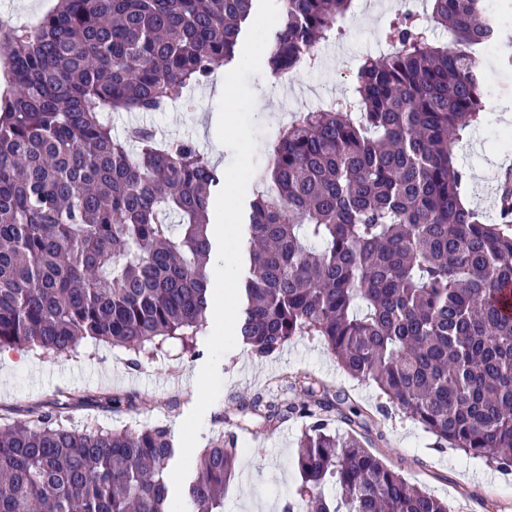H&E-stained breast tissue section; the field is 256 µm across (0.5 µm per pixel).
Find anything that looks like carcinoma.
<instances>
[{
  "label": "carcinoma",
  "instance_id": "obj_1",
  "mask_svg": "<svg viewBox=\"0 0 512 512\" xmlns=\"http://www.w3.org/2000/svg\"><path fill=\"white\" fill-rule=\"evenodd\" d=\"M257 0H58L34 28L0 24V351L122 346L130 364L193 343L211 307L212 197L224 174L191 139L146 126L112 135L109 112L189 110L186 92L240 61ZM354 0H284L263 52L274 75L312 68ZM396 11L348 93L294 115L272 146L245 223L249 276L236 334L255 355L318 336L441 443L512 473V173L489 221L463 204L455 146L481 121L479 60L512 28L484 0ZM302 405L243 401L236 425L294 414L301 484L283 512H450L362 441L372 414L330 428L329 390ZM60 399L0 423V512H172L164 425L68 426ZM231 436L200 453L187 498L224 512Z\"/></svg>",
  "mask_w": 512,
  "mask_h": 512
}]
</instances>
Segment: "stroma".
I'll use <instances>...</instances> for the list:
<instances>
[{
  "label": "stroma",
  "mask_w": 512,
  "mask_h": 512,
  "mask_svg": "<svg viewBox=\"0 0 512 512\" xmlns=\"http://www.w3.org/2000/svg\"><path fill=\"white\" fill-rule=\"evenodd\" d=\"M402 6L403 0H354L343 22L344 37L317 48L315 68L296 72L294 81L286 85L265 69L249 78L258 130L254 178L263 175L271 145L294 112L346 94L362 60L382 52L379 34ZM480 63L488 82L485 118L458 161L469 171L465 197L470 207L489 215L497 178L512 168V147H501L492 137L496 130L512 131V67L496 54L482 57ZM191 98L194 107L189 112L172 108L113 113L112 132L120 136L129 126L143 125L164 140L190 138L212 154L220 168H227L232 152L215 145L219 117L215 84L195 88ZM130 356L126 348L88 340L72 355L7 351L0 358V416L16 418L31 406L62 397L74 406L73 428L100 425L134 431L160 423L172 438H179L181 424L197 400V375L205 356L190 357L175 339L142 358L139 366H128ZM218 371L222 388L203 416L196 446L205 448L213 437L230 432L240 456L249 460L248 465L239 466L237 478L225 490L224 512L270 510L291 497L301 482L294 458L306 420L293 416L271 428L254 425L235 430L227 419L242 399L277 395L300 404L307 399L303 381L309 377L318 387L337 393L343 411L352 406L369 411L380 400L375 386L346 375L319 339L311 336L296 338L264 357L236 344L222 356ZM104 394L123 398L125 407L114 411L96 407V399ZM368 435L373 452L388 466L447 501L452 512H512V475H502L462 452L439 448L433 435L410 420L375 418Z\"/></svg>",
  "instance_id": "35a3bbf8"
}]
</instances>
